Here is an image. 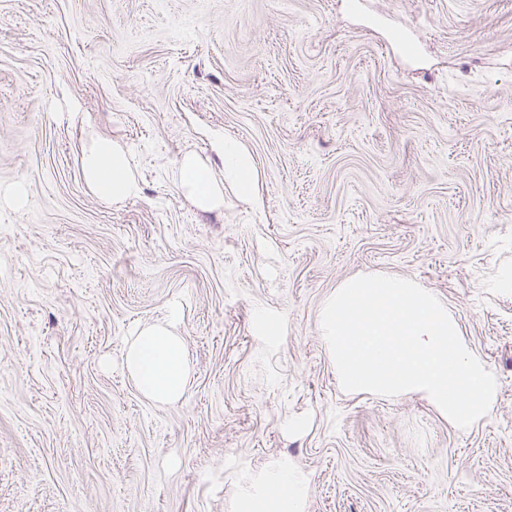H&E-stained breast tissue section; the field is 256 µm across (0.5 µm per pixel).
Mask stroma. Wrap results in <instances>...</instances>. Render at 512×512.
<instances>
[{"label":"stroma","mask_w":512,"mask_h":512,"mask_svg":"<svg viewBox=\"0 0 512 512\" xmlns=\"http://www.w3.org/2000/svg\"><path fill=\"white\" fill-rule=\"evenodd\" d=\"M251 200L179 183L220 143ZM106 139L141 190L81 158ZM0 512H235L303 472L301 512H512V0H0ZM431 289L497 380L467 428L342 389L319 329L347 279ZM277 322L270 336L260 315ZM172 323L184 396L145 398ZM224 173L244 198H251L256 183V171L250 156L237 142L224 139ZM84 180L97 195L121 201L140 192L139 182L126 151L108 140H98L81 160ZM181 186L203 210L219 207L224 202V190L216 184L203 168L197 156L186 153L179 163ZM182 349V337L168 326L149 325L133 336L125 367L148 398L175 403L184 395L189 371Z\"/></svg>","instance_id":"obj_1"}]
</instances>
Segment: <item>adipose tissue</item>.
<instances>
[{
	"mask_svg": "<svg viewBox=\"0 0 512 512\" xmlns=\"http://www.w3.org/2000/svg\"><path fill=\"white\" fill-rule=\"evenodd\" d=\"M83 177L97 195L121 201L137 196L139 182L126 151L107 140H98L81 160ZM181 186L204 210L219 207L224 193L193 153L179 163ZM224 173L241 196L252 197L256 171L250 156L232 139L224 141ZM183 342L168 326L155 324L138 330L125 356V367L138 388L160 403L179 401L185 392L188 364ZM305 489V477L296 469L278 465L243 488L238 496L239 512H297Z\"/></svg>",
	"mask_w": 512,
	"mask_h": 512,
	"instance_id": "ef3b65f1",
	"label": "adipose tissue"
}]
</instances>
